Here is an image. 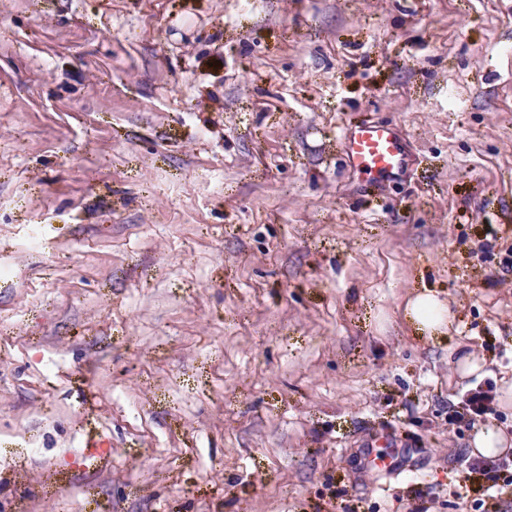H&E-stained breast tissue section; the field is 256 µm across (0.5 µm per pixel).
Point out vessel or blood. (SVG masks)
Segmentation results:
<instances>
[{
  "mask_svg": "<svg viewBox=\"0 0 512 512\" xmlns=\"http://www.w3.org/2000/svg\"><path fill=\"white\" fill-rule=\"evenodd\" d=\"M341 140L351 170L359 175L392 178L416 162L402 135L388 125L347 127L342 131Z\"/></svg>",
  "mask_w": 512,
  "mask_h": 512,
  "instance_id": "obj_1",
  "label": "vessel or blood"
}]
</instances>
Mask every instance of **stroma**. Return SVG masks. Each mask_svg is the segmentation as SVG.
Segmentation results:
<instances>
[{"label": "stroma", "instance_id": "obj_1", "mask_svg": "<svg viewBox=\"0 0 512 512\" xmlns=\"http://www.w3.org/2000/svg\"><path fill=\"white\" fill-rule=\"evenodd\" d=\"M2 266L0 512H512V0H0ZM341 140L349 167L358 175L392 178L416 162L402 135L389 125L344 127ZM409 316L427 332L439 331L449 319V310L431 294H419L408 305ZM496 396V384L486 380L466 392L461 403L463 412L457 411L456 416L474 425L476 421L484 420L485 416L491 414ZM509 446V439L502 432L493 429L479 431L473 440L474 452L485 457H494L504 453ZM505 470L511 471V458H478L470 463L468 467V476L466 479L470 480L472 474H477L478 479L486 483V490L488 491L498 485V481L501 478V473Z\"/></svg>", "mask_w": 512, "mask_h": 512}]
</instances>
